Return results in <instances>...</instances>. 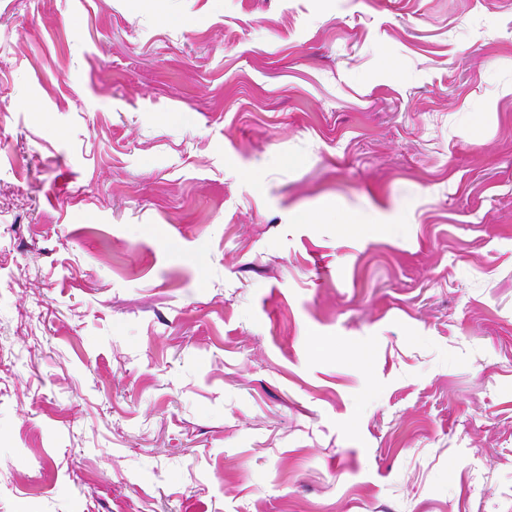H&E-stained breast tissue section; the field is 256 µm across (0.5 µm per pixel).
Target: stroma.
Segmentation results:
<instances>
[{
  "instance_id": "35a3bbf8",
  "label": "stroma",
  "mask_w": 512,
  "mask_h": 512,
  "mask_svg": "<svg viewBox=\"0 0 512 512\" xmlns=\"http://www.w3.org/2000/svg\"><path fill=\"white\" fill-rule=\"evenodd\" d=\"M0 512H512V0H0Z\"/></svg>"
}]
</instances>
